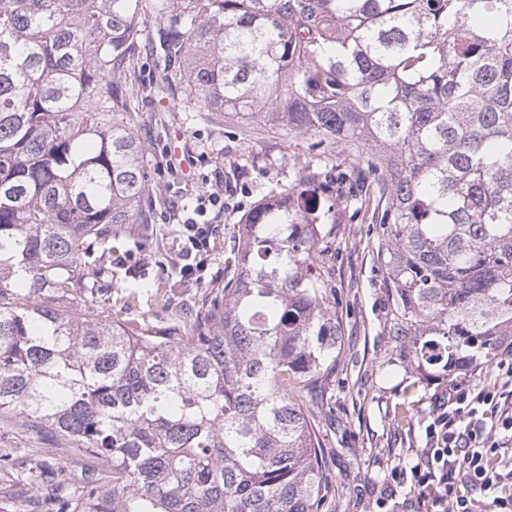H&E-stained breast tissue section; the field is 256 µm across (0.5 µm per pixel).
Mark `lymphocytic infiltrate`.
<instances>
[{"label": "lymphocytic infiltrate", "instance_id": "obj_1", "mask_svg": "<svg viewBox=\"0 0 512 512\" xmlns=\"http://www.w3.org/2000/svg\"><path fill=\"white\" fill-rule=\"evenodd\" d=\"M496 367L493 386L455 382L438 399L414 476L435 488L439 512H473L478 494L492 512H512V352Z\"/></svg>", "mask_w": 512, "mask_h": 512}]
</instances>
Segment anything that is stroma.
I'll list each match as a JSON object with an SVG mask.
<instances>
[{"label":"stroma","instance_id":"stroma-1","mask_svg":"<svg viewBox=\"0 0 512 512\" xmlns=\"http://www.w3.org/2000/svg\"><path fill=\"white\" fill-rule=\"evenodd\" d=\"M140 136L148 138L163 123V168L157 188L163 214L147 226L125 224L120 251L102 248L103 280L112 290L141 287L138 305L128 315L157 323L174 317L224 282V263L247 212L271 188L294 178L289 160L306 153L308 137L283 131L241 139L240 123L213 124L187 103L166 99L140 106ZM187 156L190 172L174 164ZM194 219L212 235L207 253L186 254L175 234L177 224ZM374 225L340 216L325 225L319 243V272L338 301L342 344L325 380L322 403L313 405L316 432L326 457L328 492L322 512H434L432 494L411 479L423 457L426 427L435 402L452 382L441 367L413 359L390 330L395 319L394 290L378 258ZM206 262L201 281L186 279L187 263ZM169 298L155 308L152 290ZM57 456L56 445L28 438L15 419L0 417V453Z\"/></svg>","mask_w":512,"mask_h":512}]
</instances>
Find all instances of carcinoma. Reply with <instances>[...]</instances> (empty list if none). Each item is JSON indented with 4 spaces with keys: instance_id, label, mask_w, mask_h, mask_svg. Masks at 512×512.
I'll use <instances>...</instances> for the list:
<instances>
[{
    "instance_id": "obj_1",
    "label": "carcinoma",
    "mask_w": 512,
    "mask_h": 512,
    "mask_svg": "<svg viewBox=\"0 0 512 512\" xmlns=\"http://www.w3.org/2000/svg\"><path fill=\"white\" fill-rule=\"evenodd\" d=\"M157 97L313 139L224 287L163 325L125 317L134 290L94 305L97 247L159 220L137 112ZM331 143L366 152L321 168ZM349 207L414 358L508 346L512 0H0V416L65 446L0 455L23 512H319L307 403L341 325L314 268Z\"/></svg>"
}]
</instances>
